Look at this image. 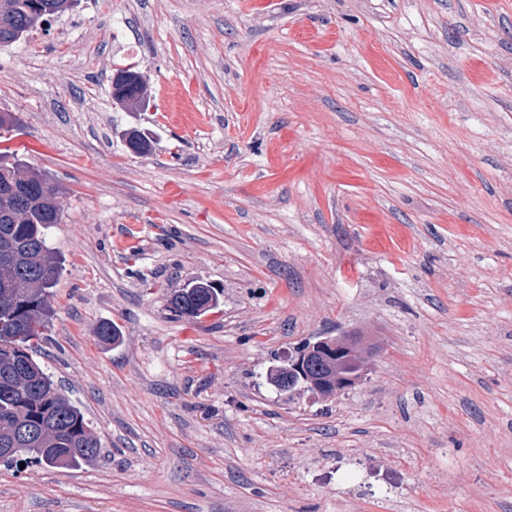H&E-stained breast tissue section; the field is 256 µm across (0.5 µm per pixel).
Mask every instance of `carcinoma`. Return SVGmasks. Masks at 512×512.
<instances>
[{
    "label": "carcinoma",
    "instance_id": "1",
    "mask_svg": "<svg viewBox=\"0 0 512 512\" xmlns=\"http://www.w3.org/2000/svg\"><path fill=\"white\" fill-rule=\"evenodd\" d=\"M66 0H0V44L15 43L63 13ZM113 97L129 109L144 101V81L128 73L113 81ZM60 187L17 156L0 153V448L17 452L5 466L73 469L95 461L101 444L82 411L58 392L34 354L51 310L50 289L61 274L51 232L62 223ZM218 301L209 284L192 281L168 299L173 315L198 317Z\"/></svg>",
    "mask_w": 512,
    "mask_h": 512
}]
</instances>
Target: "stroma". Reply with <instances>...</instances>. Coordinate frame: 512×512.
<instances>
[{
    "mask_svg": "<svg viewBox=\"0 0 512 512\" xmlns=\"http://www.w3.org/2000/svg\"><path fill=\"white\" fill-rule=\"evenodd\" d=\"M51 24L0 46V149L62 187L37 358L103 454L0 466V512H512V0H79ZM192 280L218 307L172 316ZM349 333L378 348L359 385L277 388ZM113 97L129 109L140 108L144 101L142 77L133 73L117 75L113 81Z\"/></svg>",
    "mask_w": 512,
    "mask_h": 512,
    "instance_id": "obj_1",
    "label": "stroma"
}]
</instances>
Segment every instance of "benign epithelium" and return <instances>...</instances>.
Returning a JSON list of instances; mask_svg holds the SVG:
<instances>
[{"instance_id":"benign-epithelium-1","label":"benign epithelium","mask_w":512,"mask_h":512,"mask_svg":"<svg viewBox=\"0 0 512 512\" xmlns=\"http://www.w3.org/2000/svg\"><path fill=\"white\" fill-rule=\"evenodd\" d=\"M366 355L357 336L322 338L288 356V364L281 370L286 375L282 389L291 392L300 385L322 398L344 393L361 378L350 366L364 362Z\"/></svg>"}]
</instances>
